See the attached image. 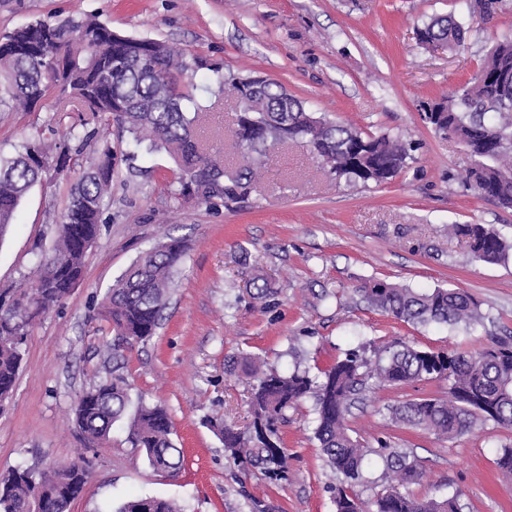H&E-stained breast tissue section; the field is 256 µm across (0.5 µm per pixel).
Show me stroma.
<instances>
[{"label": "stroma", "mask_w": 512, "mask_h": 512, "mask_svg": "<svg viewBox=\"0 0 512 512\" xmlns=\"http://www.w3.org/2000/svg\"><path fill=\"white\" fill-rule=\"evenodd\" d=\"M446 14L465 16L479 38L455 53L423 46L418 27ZM70 15L184 49L195 61L186 81L213 106L202 134L226 160L238 158L237 105L219 93L220 73L274 79L310 111L374 135H405L417 149L390 183L352 186L336 182L304 143L289 142L263 157L251 198L227 208L171 199L169 157L146 153L113 130L105 222L80 284L27 342L13 397L0 414V475L83 460L91 476L70 512H115L135 494L173 499L184 512H334V479L314 438L312 401L288 412V477L280 481L229 466L208 421H248L246 379L231 369L240 352L284 372L298 365L317 374L372 341L433 349L462 341L474 351L490 338L512 336V258L472 260L465 240L448 235L452 224H483L512 239V210L466 190L465 155L420 117L424 103L470 79L498 37L512 32V0H494L489 14L481 0H0V34ZM76 119L61 111L53 90L40 111L1 112L0 154L12 155L37 133L57 154ZM77 178L72 172L43 180L19 205L0 239L1 294L34 288ZM166 234L185 241L187 254L160 329L125 350L120 372L132 398L166 408L185 456L175 477L148 466L130 442L128 421L95 445L72 423L82 392L113 370L107 346L114 337L100 302ZM258 274L272 278L273 295L254 298ZM373 279L464 289L479 302L484 324L469 333L396 321L363 300L359 289ZM447 394L443 381L372 380L347 425L372 446L407 451L423 472L416 492L458 494L461 512H512V485L495 465L512 429L479 420L444 441L390 418L400 403Z\"/></svg>", "instance_id": "obj_1"}]
</instances>
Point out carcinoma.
I'll use <instances>...</instances> for the list:
<instances>
[{
	"label": "carcinoma",
	"mask_w": 512,
	"mask_h": 512,
	"mask_svg": "<svg viewBox=\"0 0 512 512\" xmlns=\"http://www.w3.org/2000/svg\"><path fill=\"white\" fill-rule=\"evenodd\" d=\"M478 30L439 16L418 28L422 44L436 42L450 50L465 46ZM190 69L186 53L168 42L116 32L90 17L38 19L0 36V112L31 111L47 92L59 88L82 113L71 126L79 145L58 155L62 173L89 167L72 186L52 255L40 265L37 286L0 304V401H7L21 368L24 346L40 316L62 304L72 283L82 278L84 242L98 239L105 197L112 191V125L131 135L136 145L165 151L175 166L178 195L228 207L250 197L260 159L281 142L306 141L319 163L348 185H381L407 166L414 144L401 136L373 135L316 116L278 83L268 80L246 94L252 111L234 129L242 161L227 165L211 153L200 136L203 113L193 84L183 80ZM497 73L512 77V34L503 35L465 86L448 92L438 105L445 123L432 129L459 142L471 160L463 184L476 194L512 208V81L500 87ZM40 139L24 142L11 157L0 155V239L17 207L49 165L45 152L31 155ZM448 234L467 240L472 256L487 263L505 261L512 242L483 224H451ZM186 254L184 241L168 237L137 256L108 289L101 314L112 325V357L135 343L150 340L160 326L174 288L175 273ZM373 309L411 325H483L478 302L461 289L415 290L385 280L359 289ZM372 356L349 351L322 375L298 368L283 373L259 356L242 355L235 364L249 379L251 420L238 428L217 419L211 423L224 445L228 464L247 475L260 471L273 480L288 474V453L281 426L288 411L310 399L316 414L315 438L326 465L345 482L331 487L336 512H459L458 496L436 499L418 495V464L397 448H372L349 433L347 415L353 396L371 379L388 384L444 380L448 397L409 401L391 409L392 419L443 439L467 432L475 419L512 428V340L493 338L475 355L457 345L421 349L398 342L371 345ZM131 387L119 373L90 385L74 407V424L90 444L108 439L112 425L130 405ZM132 444L156 472L174 476L184 467L182 449L173 440L165 408L139 400L130 421ZM385 466L384 484L364 501L355 486L365 481L371 456ZM512 482V447L495 461ZM90 478L79 463L44 469L18 468L0 477V512H68ZM116 512H182L162 496H133Z\"/></svg>",
	"instance_id": "obj_1"
}]
</instances>
